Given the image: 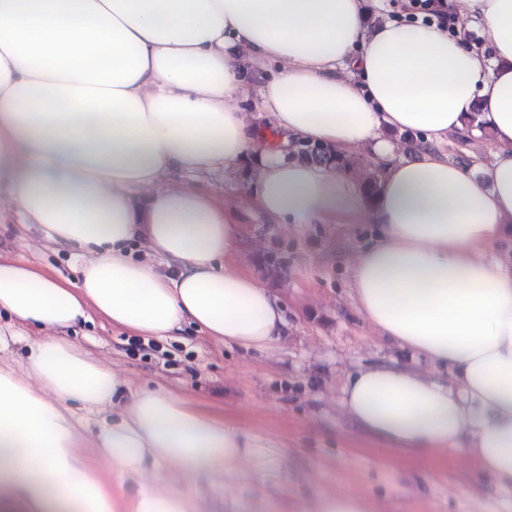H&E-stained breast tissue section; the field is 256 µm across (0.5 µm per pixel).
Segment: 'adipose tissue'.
Returning a JSON list of instances; mask_svg holds the SVG:
<instances>
[{
  "label": "adipose tissue",
  "instance_id": "obj_1",
  "mask_svg": "<svg viewBox=\"0 0 512 512\" xmlns=\"http://www.w3.org/2000/svg\"><path fill=\"white\" fill-rule=\"evenodd\" d=\"M438 5L487 41L369 21V0H0V224L19 215L83 260L73 282L0 257V512H204L184 490L194 477L261 480L254 440L131 387L69 336L97 316L131 336L193 326L245 349L279 343V302L237 264L238 211L159 184L245 165L249 203L274 223L377 225L351 268L357 310L443 369L351 374L357 432L472 457L512 490V262L491 256L512 233V0ZM259 60L276 74L260 78ZM477 105L492 161L476 174L440 146ZM383 129L420 137L418 158ZM292 140L368 147L375 198L289 158Z\"/></svg>",
  "mask_w": 512,
  "mask_h": 512
}]
</instances>
